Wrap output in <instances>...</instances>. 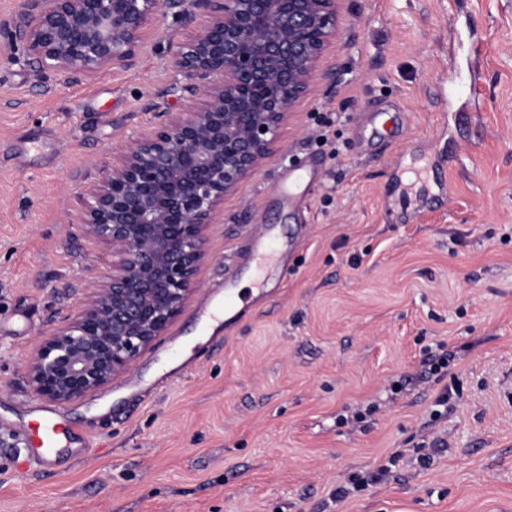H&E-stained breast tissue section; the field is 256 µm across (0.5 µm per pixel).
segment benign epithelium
<instances>
[{
  "label": "benign epithelium",
  "mask_w": 512,
  "mask_h": 512,
  "mask_svg": "<svg viewBox=\"0 0 512 512\" xmlns=\"http://www.w3.org/2000/svg\"><path fill=\"white\" fill-rule=\"evenodd\" d=\"M345 0H21L0 22V44L42 75L91 80L133 68L157 38L158 14L196 23L168 65L199 105L162 112L93 182L76 217L81 233L112 260L90 277L77 313L42 337L24 365L31 389L70 403L130 370L183 311L205 258L206 232L224 197L279 147L280 131L341 35ZM29 435L0 428L1 448Z\"/></svg>",
  "instance_id": "7a95c632"
}]
</instances>
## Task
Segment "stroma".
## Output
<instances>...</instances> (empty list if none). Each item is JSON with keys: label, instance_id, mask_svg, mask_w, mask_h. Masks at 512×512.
I'll list each match as a JSON object with an SVG mask.
<instances>
[{"label": "stroma", "instance_id": "35a3bbf8", "mask_svg": "<svg viewBox=\"0 0 512 512\" xmlns=\"http://www.w3.org/2000/svg\"><path fill=\"white\" fill-rule=\"evenodd\" d=\"M344 16L337 81L225 198L185 309L131 370L66 404L59 446L84 456L52 474L0 448V512H512V0H346ZM194 29L159 16L158 48L92 81L0 47L1 424L54 406L23 361L105 269L80 199L190 104L163 91L170 45ZM465 69L480 96L463 106L449 90ZM289 170L316 173L295 204ZM262 232L277 236L273 288L206 334ZM392 456L390 479L334 500Z\"/></svg>", "mask_w": 512, "mask_h": 512}]
</instances>
